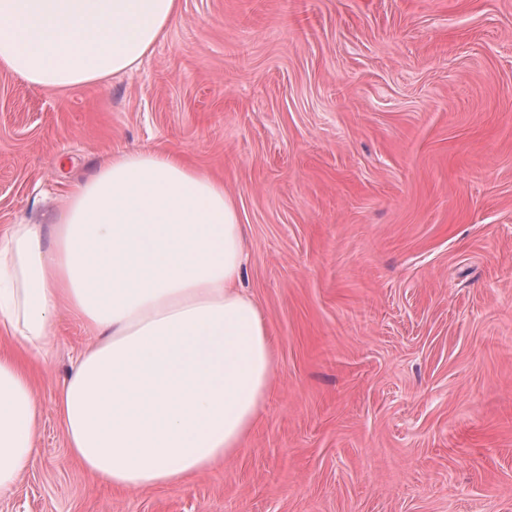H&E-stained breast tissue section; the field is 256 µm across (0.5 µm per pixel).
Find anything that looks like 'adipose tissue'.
Segmentation results:
<instances>
[{
  "label": "adipose tissue",
  "mask_w": 512,
  "mask_h": 512,
  "mask_svg": "<svg viewBox=\"0 0 512 512\" xmlns=\"http://www.w3.org/2000/svg\"><path fill=\"white\" fill-rule=\"evenodd\" d=\"M180 0H0V69L68 90L137 67ZM245 228L222 180L159 150L121 153L48 224L0 231V495L37 453L27 368L66 308L91 342L55 408L70 455L103 485H177L235 457L273 384L270 334L239 288Z\"/></svg>",
  "instance_id": "ef3b65f1"
}]
</instances>
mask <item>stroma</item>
Instances as JSON below:
<instances>
[{"label": "stroma", "instance_id": "obj_1", "mask_svg": "<svg viewBox=\"0 0 512 512\" xmlns=\"http://www.w3.org/2000/svg\"><path fill=\"white\" fill-rule=\"evenodd\" d=\"M140 150L237 199L273 391L233 459L112 489L68 455L59 310L0 512H512V0H181L105 82L0 70V228Z\"/></svg>", "mask_w": 512, "mask_h": 512}]
</instances>
